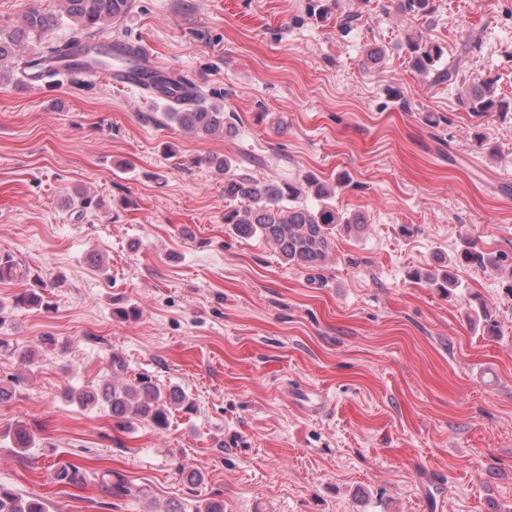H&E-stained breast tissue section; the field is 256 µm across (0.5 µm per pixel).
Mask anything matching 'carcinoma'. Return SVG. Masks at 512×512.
<instances>
[{"label":"carcinoma","instance_id":"carcinoma-1","mask_svg":"<svg viewBox=\"0 0 512 512\" xmlns=\"http://www.w3.org/2000/svg\"><path fill=\"white\" fill-rule=\"evenodd\" d=\"M134 3L135 0H62L63 12L58 16L32 10L24 16L18 29L0 37V65L9 63L10 75L23 82L40 76L48 69L46 62L49 60L61 61L60 67L65 69L95 64L97 59L83 51L80 40L99 39L129 16ZM398 9L428 16L434 13L435 6L434 0H398ZM307 12L321 21L329 19L332 14L329 0H307ZM62 22L73 29L70 41L63 45H44L33 56L24 57L16 53L20 43L32 38L40 42ZM478 42L477 34H466L461 52L451 64L444 60L445 47L420 31L408 33L403 47L416 69L433 75L435 83L451 86L458 81L466 53ZM177 82L186 84L183 78L176 79L161 69H155L147 75L144 83L146 91L164 102L165 111L160 113L163 121L200 138L230 135L235 131V112L219 102L200 103L198 88L175 99L170 98L171 86ZM462 101L478 118H504L512 112V101L502 98L497 93L495 81L488 78L473 79L465 88ZM197 163L224 175V199L233 202L224 210V223L231 225L241 238L258 236L271 243L290 266L321 270L334 247L335 234L340 231L355 234L363 228L359 216L346 215L336 209L333 204L336 188L326 186L311 174L284 181H261L236 173L237 162L228 156L208 155L198 158ZM455 264L495 267L498 260L468 244L448 261L450 266ZM414 277L449 294L460 287L448 269L417 271ZM16 305L30 309L49 307L44 297L34 289L21 292L16 297ZM111 367L114 382L106 385L101 394L96 391L80 393L78 403L81 406L101 401L109 407L117 423L126 425L146 421L158 430L168 427L171 408L188 407L187 395L180 388L164 392L144 377L117 381L127 371L120 356H112ZM8 436L15 448L34 445L29 429L21 422L15 424ZM92 474L96 476L98 492L106 498L102 506L112 507V498L136 496L134 488L121 476L114 475L112 468H94ZM55 482L81 491L85 488L84 468L65 463L57 468ZM0 512H48V505L41 497L23 496L11 488L0 486Z\"/></svg>","mask_w":512,"mask_h":512}]
</instances>
